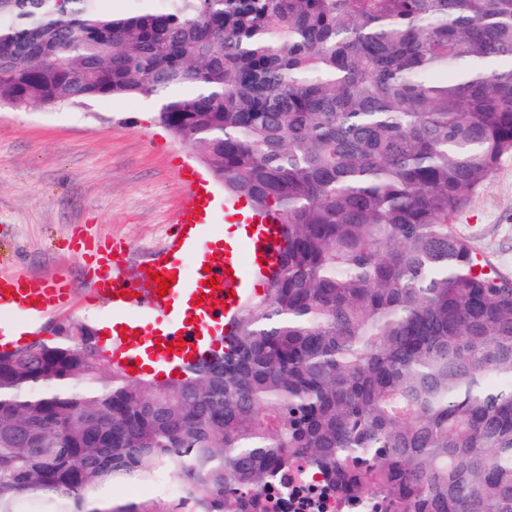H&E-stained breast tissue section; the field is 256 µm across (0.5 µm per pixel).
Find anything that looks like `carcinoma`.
<instances>
[{
  "label": "carcinoma",
  "mask_w": 512,
  "mask_h": 512,
  "mask_svg": "<svg viewBox=\"0 0 512 512\" xmlns=\"http://www.w3.org/2000/svg\"><path fill=\"white\" fill-rule=\"evenodd\" d=\"M104 2L0 0V105L152 97L285 247L178 378L87 323L1 350L0 512H268L296 460L385 512H512V280L453 230L512 156V0Z\"/></svg>",
  "instance_id": "1"
}]
</instances>
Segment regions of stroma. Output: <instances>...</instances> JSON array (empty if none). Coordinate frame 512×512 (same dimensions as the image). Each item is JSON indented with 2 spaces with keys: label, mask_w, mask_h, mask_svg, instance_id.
Returning a JSON list of instances; mask_svg holds the SVG:
<instances>
[{
  "label": "stroma",
  "mask_w": 512,
  "mask_h": 512,
  "mask_svg": "<svg viewBox=\"0 0 512 512\" xmlns=\"http://www.w3.org/2000/svg\"><path fill=\"white\" fill-rule=\"evenodd\" d=\"M151 99H102L71 108L0 106V271L61 274L71 284L65 309L24 332L55 322L96 325L107 305L89 302L94 277L79 241H123L124 274L149 287V269L171 240L173 221L190 193L185 173L225 195L193 151L159 125ZM480 258L512 279V156L454 222Z\"/></svg>",
  "instance_id": "stroma-1"
}]
</instances>
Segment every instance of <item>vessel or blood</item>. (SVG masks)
I'll return each mask as SVG.
<instances>
[{"instance_id":"vessel-or-blood-1","label":"vessel or blood","mask_w":512,"mask_h":512,"mask_svg":"<svg viewBox=\"0 0 512 512\" xmlns=\"http://www.w3.org/2000/svg\"><path fill=\"white\" fill-rule=\"evenodd\" d=\"M208 203L206 189L197 186L178 213L170 247L153 266L158 275L173 279L163 294L152 288L137 292L118 272L122 243L83 244V251L106 270L94 284L95 294L111 301L112 316L121 322V332L112 336V360L123 368L140 374L160 365L172 373L207 358L215 339L230 333L256 277L276 269L283 241L274 216L236 202V236L205 243L199 230ZM189 253L195 254L196 267L187 274L182 266ZM213 277L219 281L215 289L209 284ZM69 300L70 285L63 277L0 274V314L19 311L37 319L63 309Z\"/></svg>"}]
</instances>
